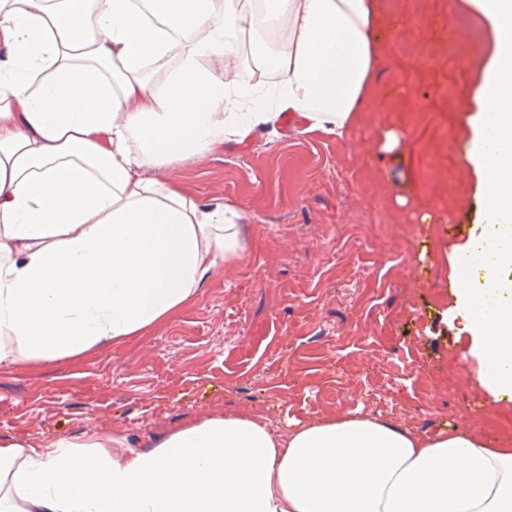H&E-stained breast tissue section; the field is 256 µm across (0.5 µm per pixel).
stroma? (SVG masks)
<instances>
[{"label": "stroma", "mask_w": 512, "mask_h": 512, "mask_svg": "<svg viewBox=\"0 0 512 512\" xmlns=\"http://www.w3.org/2000/svg\"><path fill=\"white\" fill-rule=\"evenodd\" d=\"M413 15L375 75L368 120L346 138L277 124L169 166L205 206L232 205L244 251L144 333L43 365L0 367V439L144 441L214 415L271 428L367 413L428 437L444 428L512 448V402L468 357L456 257L484 218L463 163L462 104L490 38L464 0H381ZM451 16L454 49L431 37ZM406 146L377 156L379 133ZM407 205H400V198ZM435 207V223L418 219Z\"/></svg>", "instance_id": "1"}]
</instances>
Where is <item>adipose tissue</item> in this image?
Segmentation results:
<instances>
[{
	"label": "adipose tissue",
	"instance_id": "obj_1",
	"mask_svg": "<svg viewBox=\"0 0 512 512\" xmlns=\"http://www.w3.org/2000/svg\"><path fill=\"white\" fill-rule=\"evenodd\" d=\"M0 0V366L140 335L191 302L241 225L162 176L282 114L337 137L391 30L379 0ZM492 38L463 127L477 241L512 269V0H469ZM285 34L244 61L264 20ZM271 68L259 87L253 70ZM477 380L512 400V290L466 324ZM0 512H512V448L367 414L273 433L216 415L146 442L0 441Z\"/></svg>",
	"mask_w": 512,
	"mask_h": 512
}]
</instances>
